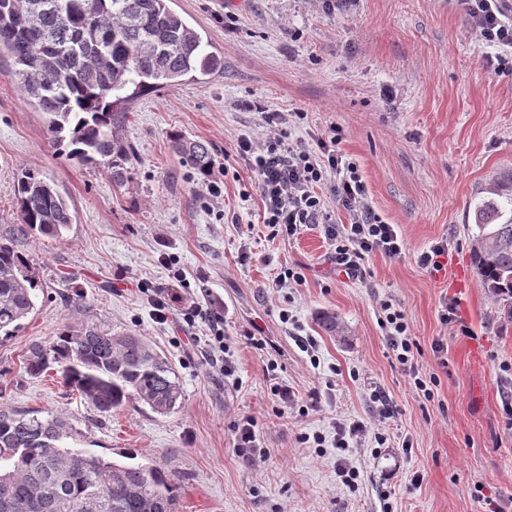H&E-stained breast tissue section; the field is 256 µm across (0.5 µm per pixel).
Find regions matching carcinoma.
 Instances as JSON below:
<instances>
[{
  "mask_svg": "<svg viewBox=\"0 0 512 512\" xmlns=\"http://www.w3.org/2000/svg\"><path fill=\"white\" fill-rule=\"evenodd\" d=\"M170 0H0V58L7 77L45 114L48 133L69 140L70 156L106 162L112 181L128 182V153L116 129L142 93L212 74L221 59L170 6ZM182 163L207 177V143L169 134ZM14 195L21 223L0 235V332L12 335L35 309L40 287L21 237L58 240L74 221L67 199L39 173L24 169ZM472 259L482 288L512 320V169L477 193ZM26 372L57 366L64 383L102 415L128 404L158 415L184 398L174 367L132 331L95 321L68 323L51 342L29 346ZM80 432L60 414L0 409V512H85L93 491L112 495V512H178L172 475L150 464L118 462L67 440Z\"/></svg>",
  "mask_w": 512,
  "mask_h": 512,
  "instance_id": "carcinoma-1",
  "label": "carcinoma"
}]
</instances>
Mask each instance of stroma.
<instances>
[{
    "label": "stroma",
    "instance_id": "1",
    "mask_svg": "<svg viewBox=\"0 0 512 512\" xmlns=\"http://www.w3.org/2000/svg\"><path fill=\"white\" fill-rule=\"evenodd\" d=\"M207 39L223 69L199 81L151 92L127 109L118 129L130 152L129 182L116 186L105 164L69 159L52 142L44 114L6 76L0 62V233L19 223L14 186L21 169L56 184L75 212L59 240L21 239L44 287L21 328L0 335V406L71 416L80 445L108 459L172 472L179 512H512V429L502 404L512 394V322L500 318L471 261L474 197L494 172L512 168V76L494 71L495 48L469 32L458 0H172ZM260 102L263 112L245 110ZM300 112L295 140L339 127L341 149L357 160L370 200L397 225L407 249L365 258L357 277L337 276L321 226L268 239L256 178L242 164L207 195L171 150L180 131L203 139L216 161L238 138L266 131L265 112ZM446 241L440 272L417 256ZM177 258L197 301L224 316L226 378L205 341L209 321L180 327L178 314L156 320L140 282L169 281ZM302 282L273 281L282 266ZM407 315L423 350L419 367L437 374L434 401L419 398L395 361L379 324V304ZM454 304L470 329L441 322ZM293 319L282 322L281 311ZM335 313L338 329L319 324ZM94 319L134 329L174 364L184 390L178 412L160 416L126 405L101 415L73 395L55 372L24 369L32 342H49L63 323ZM260 329L279 349L241 340ZM315 344L319 367L298 345ZM314 398L308 417L279 414L271 382ZM382 392L393 415L383 448L356 454L357 489L336 475V451L305 447L301 433L333 437L336 422H371ZM257 423L268 461L252 467L233 446L234 421ZM411 451H404L403 441ZM421 473L420 486L409 484Z\"/></svg>",
    "mask_w": 512,
    "mask_h": 512
}]
</instances>
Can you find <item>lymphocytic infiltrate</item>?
Returning a JSON list of instances; mask_svg holds the SVG:
<instances>
[{"label":"lymphocytic infiltrate","mask_w":512,"mask_h":512,"mask_svg":"<svg viewBox=\"0 0 512 512\" xmlns=\"http://www.w3.org/2000/svg\"><path fill=\"white\" fill-rule=\"evenodd\" d=\"M471 30L481 43L497 47L498 73L512 74V0H462ZM294 118L290 112H271L266 123L271 132L261 142L240 139L234 152L225 153V166L245 161L256 176V185L263 203V219L270 237L290 238L301 227L321 225L333 251L331 258L341 273L358 274L365 256L375 253L399 256L406 243L394 225L377 212L368 201V189L353 158L344 154L337 127H330L310 142L290 141L288 127ZM348 213V223L333 221L331 208ZM166 287L152 291L154 315L166 321L172 306H180L182 320L194 325L208 319L217 329L212 344L224 351L223 317L195 302L186 289L188 284L179 268H172ZM380 326L396 361L409 377L417 395L433 400L440 384L438 376H423L419 370L420 347L411 333L406 314L391 302L380 305ZM373 436L378 445H385L384 432H369L363 422H340L333 439L323 433L301 434V443L312 448L332 444L336 450V474L343 485L355 487L359 470L353 456L361 449L366 436Z\"/></svg>","instance_id":"lymphocytic-infiltrate-1"}]
</instances>
